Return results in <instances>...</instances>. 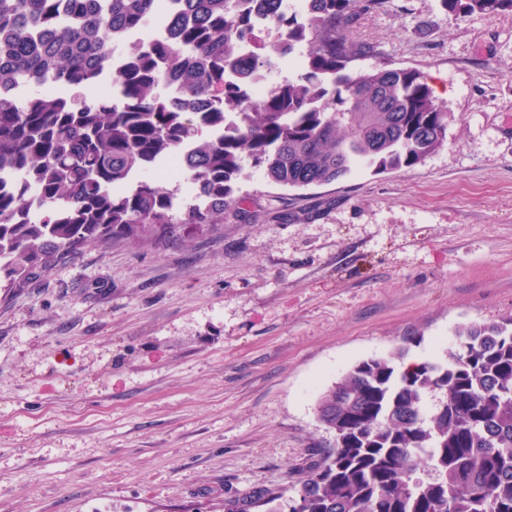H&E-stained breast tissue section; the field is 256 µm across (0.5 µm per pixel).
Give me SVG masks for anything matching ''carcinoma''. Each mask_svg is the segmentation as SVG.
Listing matches in <instances>:
<instances>
[{"mask_svg": "<svg viewBox=\"0 0 512 512\" xmlns=\"http://www.w3.org/2000/svg\"><path fill=\"white\" fill-rule=\"evenodd\" d=\"M0 0V289L78 253L224 223L247 168L289 189L364 166H415L447 142L448 113L427 77L349 42L386 0ZM447 18L512 11V0H440ZM279 32L268 42L253 16ZM164 17L175 40L143 39ZM130 41L112 61V35ZM300 43V71L266 96L245 81ZM111 82L110 96L78 88ZM182 154L189 197L138 174ZM436 362L398 347L361 360L317 399L334 434L290 512H512V320L454 331ZM439 400L433 404L434 396ZM259 490L224 512L271 504Z\"/></svg>", "mask_w": 512, "mask_h": 512, "instance_id": "cac0c4a2", "label": "carcinoma"}]
</instances>
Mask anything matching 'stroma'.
<instances>
[{"instance_id":"1","label":"stroma","mask_w":512,"mask_h":512,"mask_svg":"<svg viewBox=\"0 0 512 512\" xmlns=\"http://www.w3.org/2000/svg\"><path fill=\"white\" fill-rule=\"evenodd\" d=\"M351 40L424 73L448 141L222 224L84 246L0 300V512H223L300 484L321 392L397 347L512 319V12L388 0ZM283 497V493L272 492L268 490L254 491L252 495L246 498H228L224 500V512H245V507L252 506L255 502L264 500V504L268 505Z\"/></svg>"}]
</instances>
